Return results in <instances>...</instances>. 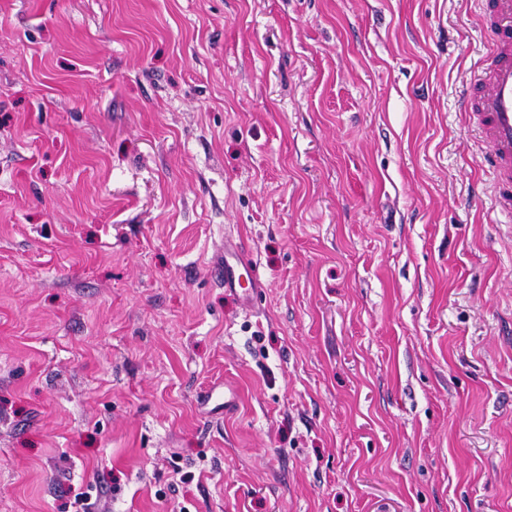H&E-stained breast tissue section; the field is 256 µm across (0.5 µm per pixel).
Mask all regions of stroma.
Instances as JSON below:
<instances>
[{"mask_svg": "<svg viewBox=\"0 0 512 512\" xmlns=\"http://www.w3.org/2000/svg\"><path fill=\"white\" fill-rule=\"evenodd\" d=\"M489 43L475 0H0V512H512ZM236 250L237 248L234 244L227 240L224 241V286L236 292L243 302L249 304L252 302L254 294L259 288V281L253 264L249 260L238 258ZM229 256L237 257L235 260L236 264L230 262ZM238 262L241 264L246 274L248 286L243 285L242 278L244 274L241 272Z\"/></svg>", "mask_w": 512, "mask_h": 512, "instance_id": "obj_1", "label": "stroma"}]
</instances>
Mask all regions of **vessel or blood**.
<instances>
[{"instance_id":"obj_1","label":"vessel or blood","mask_w":512,"mask_h":512,"mask_svg":"<svg viewBox=\"0 0 512 512\" xmlns=\"http://www.w3.org/2000/svg\"><path fill=\"white\" fill-rule=\"evenodd\" d=\"M482 25L490 34L483 68L464 89L460 108L475 126L484 149L480 165L492 175V208L512 223V0H479ZM224 286L252 302L259 288L251 262L233 264L236 247L225 243Z\"/></svg>"}]
</instances>
